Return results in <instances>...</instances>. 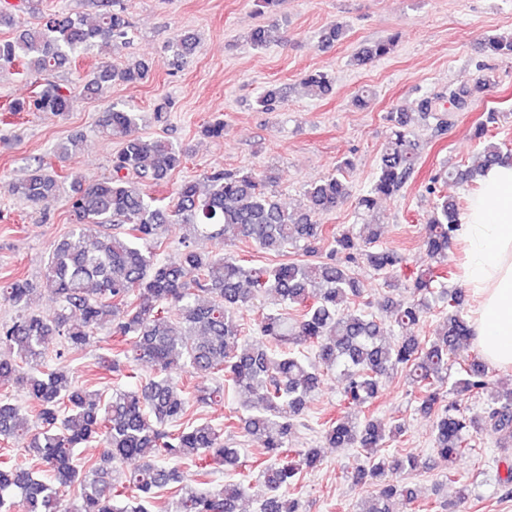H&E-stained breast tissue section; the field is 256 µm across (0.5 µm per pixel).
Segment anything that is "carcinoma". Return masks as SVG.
Wrapping results in <instances>:
<instances>
[{
	"mask_svg": "<svg viewBox=\"0 0 512 512\" xmlns=\"http://www.w3.org/2000/svg\"><path fill=\"white\" fill-rule=\"evenodd\" d=\"M16 30L15 37L0 40V67L21 64L42 77V88L28 100L15 101L8 112H43L60 116L71 110L75 94L52 76L72 57L102 44L108 48L128 39L131 31L123 0H101L92 17L81 14H45L28 25L16 6L0 8V26ZM396 37L371 43L357 61L365 64L390 55ZM196 40L183 36L170 46L168 66L180 70L196 52ZM492 55L512 57V35L486 43ZM151 69L147 62L126 68L96 67L84 91L98 94L119 81L138 84ZM301 84L313 96L332 93L334 79L321 70L304 74ZM471 89L448 90V95L424 96L418 114L436 120V132L448 130L453 112L468 108ZM283 89L266 88L260 106L277 110ZM393 122L378 171L359 207L371 209L378 197L397 194L414 173L421 157L420 145L409 129L408 113L389 115ZM137 113L112 106L100 113L97 126L106 138L123 141L112 160V176L85 184L72 181L69 197L72 227L57 241L40 284L23 278L10 281L0 295L18 310L17 317L0 326V390L18 388L34 408L41 431L29 432L23 404L0 394V439L27 440L26 451L38 461V472L0 462V512H162L157 491L176 481L171 463L188 460L206 477L211 465L234 467L239 449L224 441L222 429L208 421L189 418L193 406L224 402L234 393L247 414L239 417L248 438L265 449L266 459L254 467L265 487L259 512H299L296 494L304 474L320 462L318 448L288 446L295 422L304 415L307 400L321 383V368L333 369L344 383L346 406H367L378 397L382 378L399 369L419 390L417 410L436 415L434 445L453 465L478 435L496 438L502 447L512 443V379L485 402L481 418L467 416L460 406L440 405V391L479 394L487 388L488 367L482 356L457 358L458 347L473 339L470 321L463 314L465 297L448 289L439 273L459 224L458 207L446 199L438 202L426 219L423 245L429 263L418 270L413 298L387 299L398 336L385 335L382 322L350 304L363 288L351 264L362 256L379 272H391L402 258L390 249L368 250L377 242L378 228L363 235L347 229L334 237L342 261L318 259L324 244V225L317 217L336 208L349 194L344 169L314 182L304 190L305 209L288 210L268 190L263 176L254 171L223 169L185 181L176 202L160 205L143 190L157 185L183 164L187 152L162 139L137 134ZM487 129L481 122L474 137L483 143L478 170L505 157L502 146L484 143ZM60 175L51 164L39 161L25 176L8 185V192L38 206L54 199ZM172 224L192 228L193 241L183 242L173 257L158 250ZM248 239L267 252L280 254L290 246L300 248L310 260L246 266L220 250H205L195 241L222 244L227 234ZM39 291L55 304L53 315L29 310L31 295ZM272 296L297 308L293 321L278 314H261L262 340L237 345L242 333L240 314L256 301ZM448 308V318L433 339L406 333L416 325L431 303ZM112 324L121 338L112 359V371L135 375L149 366L153 376L134 389L115 387L106 395L75 381L67 369L50 368L46 350L58 337L62 346L84 347L101 326ZM314 348V356L300 348ZM183 368L205 381L190 393L179 388L169 373ZM404 427L389 425L372 416L353 425L343 418L324 423L327 444L336 448L359 445L368 462L351 472L356 486L372 485L374 494L360 512H394L398 500L412 502L415 490L397 479L413 471L418 460L411 454L380 453L386 436H399ZM104 443L99 463L78 468L76 449L94 440ZM129 460L139 465L120 472ZM77 489L79 504L67 507L62 494ZM246 496L239 483L215 491H186L176 512H240Z\"/></svg>",
	"mask_w": 512,
	"mask_h": 512,
	"instance_id": "obj_1",
	"label": "carcinoma"
}]
</instances>
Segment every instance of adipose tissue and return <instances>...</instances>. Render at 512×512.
I'll return each mask as SVG.
<instances>
[{
	"instance_id": "ef3b65f1",
	"label": "adipose tissue",
	"mask_w": 512,
	"mask_h": 512,
	"mask_svg": "<svg viewBox=\"0 0 512 512\" xmlns=\"http://www.w3.org/2000/svg\"><path fill=\"white\" fill-rule=\"evenodd\" d=\"M462 281L476 307L478 346L496 368L512 370V162L488 168L462 213Z\"/></svg>"
}]
</instances>
